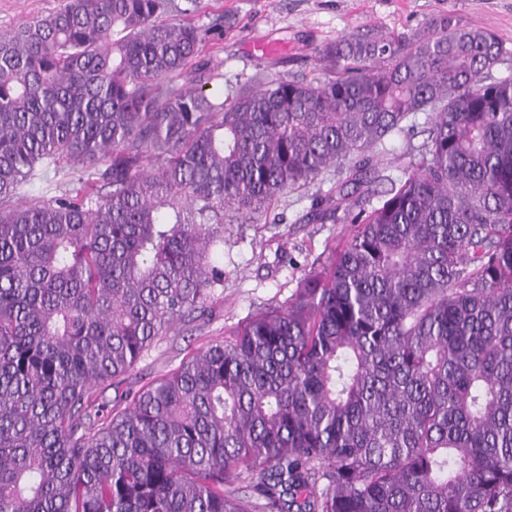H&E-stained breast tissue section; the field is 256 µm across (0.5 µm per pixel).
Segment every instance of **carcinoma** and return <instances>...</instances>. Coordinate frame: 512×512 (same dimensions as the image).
I'll return each instance as SVG.
<instances>
[{
  "instance_id": "obj_1",
  "label": "carcinoma",
  "mask_w": 512,
  "mask_h": 512,
  "mask_svg": "<svg viewBox=\"0 0 512 512\" xmlns=\"http://www.w3.org/2000/svg\"><path fill=\"white\" fill-rule=\"evenodd\" d=\"M197 4L63 0L0 36V512H512V51L442 15L215 103L206 72L171 81ZM419 112L395 180L377 160ZM62 159L82 190L3 206ZM332 167L308 221L355 229L329 264L96 403L224 283V212Z\"/></svg>"
}]
</instances>
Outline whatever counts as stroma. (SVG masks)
<instances>
[{"instance_id": "1", "label": "stroma", "mask_w": 512, "mask_h": 512, "mask_svg": "<svg viewBox=\"0 0 512 512\" xmlns=\"http://www.w3.org/2000/svg\"><path fill=\"white\" fill-rule=\"evenodd\" d=\"M59 4L0 0V35ZM446 14L495 33L512 50V0H200L197 25L224 20L222 40L200 57L214 74L205 91L223 100L258 74L310 80L318 75L317 50L337 37L409 35ZM429 126L426 113L409 118L381 156V167L400 176L413 162L410 146L427 138ZM328 187L316 181L288 191L260 223L225 225L224 248L211 257L224 270L223 284L213 289L205 312H192L145 351L123 389L138 391L177 368L192 348L231 338L255 313L285 305L306 274L327 263L331 245L352 230L340 220L305 222L313 197Z\"/></svg>"}]
</instances>
